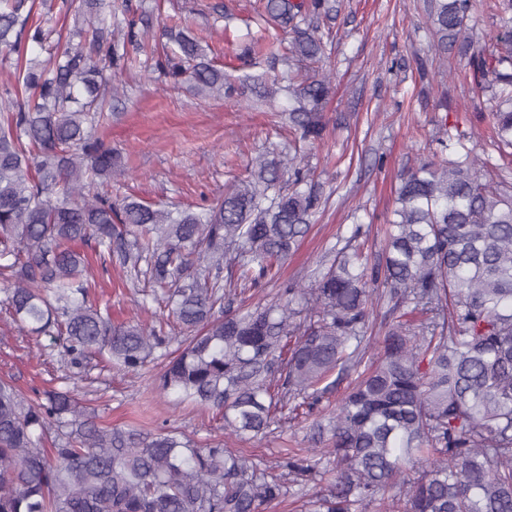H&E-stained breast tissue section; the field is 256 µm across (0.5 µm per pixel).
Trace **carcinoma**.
I'll return each mask as SVG.
<instances>
[{
	"mask_svg": "<svg viewBox=\"0 0 512 512\" xmlns=\"http://www.w3.org/2000/svg\"><path fill=\"white\" fill-rule=\"evenodd\" d=\"M426 2L435 55L469 57L472 91L489 95L497 137L512 148V0L483 3L498 20L489 35L469 26L475 0ZM106 4L81 0L88 28L76 44L57 37L47 68L28 47L54 29L29 0H0V58L14 59L26 94L0 97V275L13 321L55 335L74 364L106 354L135 371L157 353L167 360L161 390L218 410L231 436L256 437L285 409L312 414L361 365L383 300L376 363L312 419L309 454L279 468L297 485L334 473L308 512H512V194L497 167L467 149L421 160L402 174L376 263L339 251L316 287L287 283L269 306L217 316L223 268L245 284L275 278L321 207L320 187L292 157L255 160L216 206L177 217L90 191L118 174L95 128L112 70L128 62L125 41L98 23ZM265 12L289 29L283 62L324 53L318 32L335 0H266ZM125 25L130 41L150 31L143 17ZM168 38L180 55L157 68L224 94V70L195 38ZM331 78H300L289 123L302 141L323 138ZM88 241L103 263L115 253L137 273L148 262L172 316L193 333L181 352L169 356L163 328L115 326L89 303L88 258L75 249ZM286 494L285 474L259 460L168 429L103 427L69 391L31 398L0 379V512H265Z\"/></svg>",
	"mask_w": 512,
	"mask_h": 512,
	"instance_id": "obj_1",
	"label": "carcinoma"
}]
</instances>
